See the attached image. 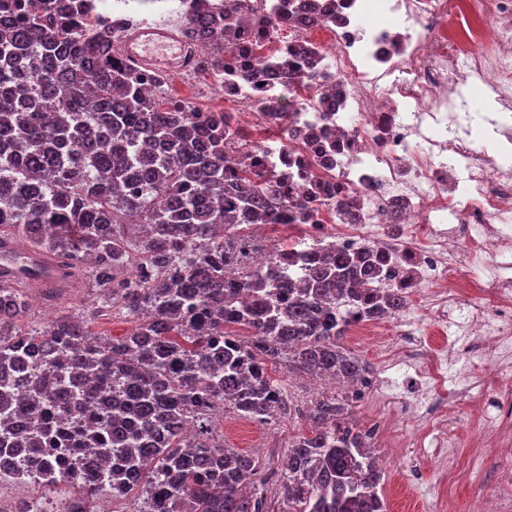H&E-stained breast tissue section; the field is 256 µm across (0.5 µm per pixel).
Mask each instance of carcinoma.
I'll return each mask as SVG.
<instances>
[{
    "label": "carcinoma",
    "mask_w": 512,
    "mask_h": 512,
    "mask_svg": "<svg viewBox=\"0 0 512 512\" xmlns=\"http://www.w3.org/2000/svg\"><path fill=\"white\" fill-rule=\"evenodd\" d=\"M0 11L11 17L0 21V239L31 243L0 263L37 280L34 254L63 257L68 280L136 322L112 339L68 312L22 329L26 294L1 285L0 457L50 467L42 487L79 490L75 512H98L115 487L147 496V512H386L346 396L311 406L274 503L254 485L258 462L210 428L220 408L263 424L289 415L272 366L338 383L368 372L343 336L369 303L380 314L403 303L362 287L374 256L319 260L296 283L274 261L246 265L235 237L280 222L279 189L257 172L227 175L221 137L123 83L109 41L53 0H0ZM190 25L206 36L219 23Z\"/></svg>",
    "instance_id": "1"
}]
</instances>
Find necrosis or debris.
Returning a JSON list of instances; mask_svg holds the SVG:
<instances>
[{"mask_svg": "<svg viewBox=\"0 0 512 512\" xmlns=\"http://www.w3.org/2000/svg\"><path fill=\"white\" fill-rule=\"evenodd\" d=\"M109 32L125 83L225 131L230 171L259 166L297 205L278 224L248 230L246 262L272 257L298 269L326 256L384 255L373 287L402 294L389 316L405 357L349 397L382 393L387 374L405 391L385 419L419 422L423 436L465 399L480 429L512 426L491 386H448L456 352L512 370V160L467 138L455 113L462 86L480 82L512 108V0H383L393 25L364 29L360 0H59ZM223 30L220 67L209 41L187 34L190 14ZM176 29L187 65L175 78L130 62L134 29ZM355 214L342 219L337 202Z\"/></svg>", "mask_w": 512, "mask_h": 512, "instance_id": "1", "label": "necrosis or debris"}]
</instances>
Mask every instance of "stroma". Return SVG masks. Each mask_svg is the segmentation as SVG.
I'll list each match as a JSON object with an SVG mask.
<instances>
[{"instance_id": "obj_1", "label": "stroma", "mask_w": 512, "mask_h": 512, "mask_svg": "<svg viewBox=\"0 0 512 512\" xmlns=\"http://www.w3.org/2000/svg\"><path fill=\"white\" fill-rule=\"evenodd\" d=\"M461 95L467 112L473 117L469 126L471 136H479L481 130L487 128L489 120L502 123L512 121V116L503 113L500 105L485 93L482 85H466L462 87ZM42 294V289H29L30 311L20 319V326L47 325L64 310L79 313L98 308L102 311L101 316L89 324L93 333L118 338L133 327L131 320L122 313L104 307L100 293L90 289L87 284L69 289L53 306L46 305ZM212 423L218 435L223 436L226 447L258 459V478L271 493L278 486L276 472L289 444L311 429L307 418L295 412L290 417L260 424L238 417L233 412L219 410L214 413ZM479 433L478 426L467 422L461 409L452 408L448 411L447 425L439 432L440 437L456 443L447 468H439L433 448L419 447L411 438L394 455L381 456L386 512H428V493L434 489L454 503L455 512H472L474 503L484 494L499 467L512 462V436L503 437L492 432L480 433L487 446L491 447V454L482 461H474L468 443L472 436ZM397 472L419 474L420 483L412 497L399 495L398 491L393 490L392 476Z\"/></svg>"}]
</instances>
